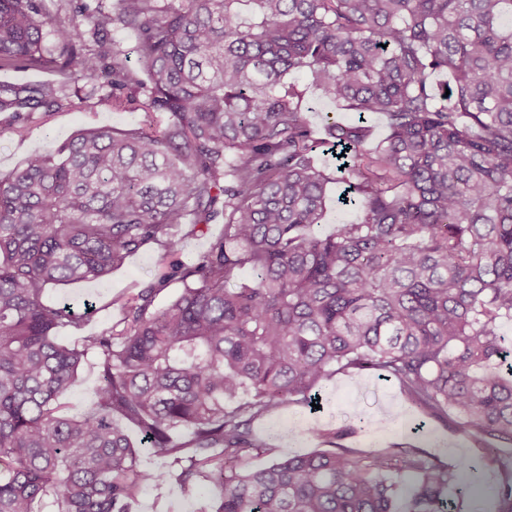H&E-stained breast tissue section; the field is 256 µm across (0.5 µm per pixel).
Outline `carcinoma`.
<instances>
[{"mask_svg": "<svg viewBox=\"0 0 512 512\" xmlns=\"http://www.w3.org/2000/svg\"><path fill=\"white\" fill-rule=\"evenodd\" d=\"M73 2L65 22L44 0H0V70L54 75L0 81V112L21 133L83 107L91 80L145 120L84 128L0 177V512H131L172 479L187 495L209 483L211 512H463L482 479L470 462L334 447L352 425L330 449L243 461L254 422L317 402L333 367L398 380L474 443L512 444V0H117L136 71L116 45L108 63L86 51L82 26L103 21ZM301 74L352 113L324 116L334 178ZM333 179L358 219L323 234ZM219 215L193 265L171 261L81 346L58 339L82 317L49 288L102 281L164 236L172 257L171 229ZM177 274L183 291L156 306ZM90 351L99 384L73 417L63 398ZM131 426L169 468L140 466ZM499 472L512 512V456Z\"/></svg>", "mask_w": 512, "mask_h": 512, "instance_id": "carcinoma-1", "label": "carcinoma"}]
</instances>
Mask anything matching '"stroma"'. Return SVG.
I'll list each match as a JSON object with an SVG mask.
<instances>
[{"instance_id": "35a3bbf8", "label": "stroma", "mask_w": 512, "mask_h": 512, "mask_svg": "<svg viewBox=\"0 0 512 512\" xmlns=\"http://www.w3.org/2000/svg\"><path fill=\"white\" fill-rule=\"evenodd\" d=\"M81 94L89 106L81 110L58 112L47 120L30 124L25 135H18L9 113H0V176L8 175L37 151H47L70 138L84 126L110 125L131 128L143 118L139 112H115L102 102L105 88L81 82ZM166 259L164 246L146 245L129 257L125 265L107 279L94 282L65 283L49 289L51 302L68 304L84 317L82 329L64 326L59 330L63 342L80 344L91 335L121 317L122 305L132 294L154 280ZM93 301V311H86V301ZM97 352H89L79 369L78 382L66 396L70 414L79 415L92 404L98 384ZM322 407L309 408L285 403L255 426L257 434L267 440V448L252 453L249 464L257 467L277 458L324 449L322 431L337 430L352 420H360V432L348 436L347 447L369 452L411 442L435 452L443 461L467 457L482 470L484 482L471 499L472 507L483 508L494 497L497 470L494 451L474 447L470 440L451 426L422 419L402 397L395 380L369 370H339L322 383ZM198 496L181 493L176 483L143 491L133 512H196Z\"/></svg>"}]
</instances>
